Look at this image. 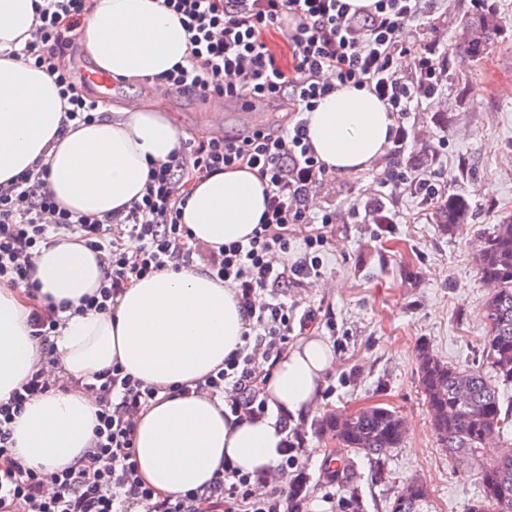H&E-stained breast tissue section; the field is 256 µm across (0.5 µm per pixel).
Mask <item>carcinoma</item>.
Returning a JSON list of instances; mask_svg holds the SVG:
<instances>
[{"mask_svg":"<svg viewBox=\"0 0 512 512\" xmlns=\"http://www.w3.org/2000/svg\"><path fill=\"white\" fill-rule=\"evenodd\" d=\"M465 26L479 32L459 43L470 57L485 50L497 33V23L483 13L467 18ZM466 220L462 209L450 204L443 215V228L452 236ZM475 266L480 278L493 286L485 302L488 329L482 356L486 367L459 369L431 355L424 344L417 351L419 386L439 445L461 463L478 459L494 436L512 426V400H503L498 389L500 383H512V216L500 220L485 235ZM320 428L342 447L377 461L386 457V450L400 447L405 438L401 416L378 405L352 418L328 413ZM478 478L481 494L469 512H512V447L479 465ZM411 499L430 500L428 488L416 479L397 492L389 512H412Z\"/></svg>","mask_w":512,"mask_h":512,"instance_id":"cac0c4a2","label":"carcinoma"}]
</instances>
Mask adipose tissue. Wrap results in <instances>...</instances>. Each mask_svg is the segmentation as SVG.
Returning <instances> with one entry per match:
<instances>
[{
    "label": "adipose tissue",
    "mask_w": 512,
    "mask_h": 512,
    "mask_svg": "<svg viewBox=\"0 0 512 512\" xmlns=\"http://www.w3.org/2000/svg\"><path fill=\"white\" fill-rule=\"evenodd\" d=\"M37 0H0V183L47 166L46 187L70 212L102 217L141 199L151 162L180 152L184 135L161 111L101 107L99 120L70 131L53 76L21 63ZM86 53L114 78L139 82L183 61L188 35L161 0H95L79 30ZM392 116L371 91L337 86L309 114V136L329 171L370 170L389 145ZM264 211V186L250 170L220 171L189 185L182 222L220 246L251 234ZM40 303L78 305L103 278L94 254L68 237L41 249L34 273ZM25 288L0 284V399L27 375L39 352L26 320ZM248 322L233 289L203 266L166 269L134 282L108 314L64 313L54 338L59 365L81 377L120 363L162 391L134 431L138 475L177 496L208 485L225 464L243 472L275 466L286 434L280 412H314L335 358L320 337H300L277 359L264 392L271 412L227 414L222 398L169 395V385L205 378L235 352ZM95 405L81 392L40 397L13 425L16 452L53 472L88 448Z\"/></svg>",
    "instance_id": "obj_1"
}]
</instances>
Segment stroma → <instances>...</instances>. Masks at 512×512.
Wrapping results in <instances>:
<instances>
[{
    "label": "stroma",
    "instance_id": "35a3bbf8",
    "mask_svg": "<svg viewBox=\"0 0 512 512\" xmlns=\"http://www.w3.org/2000/svg\"><path fill=\"white\" fill-rule=\"evenodd\" d=\"M500 31L482 58L458 47L473 0H433L417 44H429L435 30L448 34V89L436 107L415 114L414 156H429L444 187L435 203L422 205L401 193L396 223L333 224L322 255L318 283L291 289L289 300L311 312L308 328L330 345L336 358L312 416L299 419L303 436L294 444L308 512H388L396 492L411 478L430 490L432 512H468L480 492L476 467H455L439 447L418 383L417 349L461 369L481 366L486 330L484 304L491 287L475 272L482 237L512 214V0H483ZM157 106L187 133L212 134L270 122L271 109L225 103L223 111L193 96L170 94L144 82H115L112 105L130 99ZM384 161L354 174H330L318 194L319 206H346L365 199ZM461 203L467 225L451 236L439 208ZM378 404L399 411L406 438L382 461L342 448L321 436L326 411L346 413ZM343 462L336 484L325 472L331 459Z\"/></svg>",
    "mask_w": 512,
    "mask_h": 512
}]
</instances>
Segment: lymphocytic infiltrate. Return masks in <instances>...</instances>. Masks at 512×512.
Here are the masks:
<instances>
[{
    "instance_id": "obj_1",
    "label": "lymphocytic infiltrate",
    "mask_w": 512,
    "mask_h": 512,
    "mask_svg": "<svg viewBox=\"0 0 512 512\" xmlns=\"http://www.w3.org/2000/svg\"><path fill=\"white\" fill-rule=\"evenodd\" d=\"M162 4L179 15L189 47L185 62L154 77L158 88L248 107L282 102L288 121L184 144L177 158L151 165L141 200L100 219L61 207L45 187L46 169L1 184L0 283L36 295L32 275L40 248L68 235L93 252L105 271L95 293L81 298V313L111 312L133 282L203 263L212 277L234 288L248 324L223 367L191 390L227 396L236 417H261L268 410L263 386L297 318V307L286 296L304 280L320 276L325 227L395 223L402 188L425 205L439 196L442 185L430 161L408 165L404 157L412 148L413 112L424 102L436 105L443 95L448 55L439 46L444 37L436 35L418 53L411 47L413 25L428 16L431 0H375L364 14L351 12L346 0ZM93 5L94 0H43L36 7L33 39L23 49L25 59L54 76L68 104L67 120L81 126L95 121L98 102L78 88L65 59ZM276 29L288 41L285 63L267 40ZM408 58L413 65L407 69ZM340 84L368 87L387 104L395 124L387 162L367 199L319 209L314 200L328 171L309 138L307 114ZM234 168L249 169L266 184L259 223L243 241L216 248L196 242L181 222L189 182ZM296 238L303 254L293 261L289 255ZM59 313L52 305L32 309L29 322L40 353L8 399L0 400V512H304L301 494L284 491L299 465L289 454L259 474L225 467L216 481L179 496H162L143 484L133 432L159 389L133 379L116 363L86 377L64 372L52 340ZM74 388L97 407L89 448L51 473L29 466L15 453L16 417L29 402Z\"/></svg>"
}]
</instances>
